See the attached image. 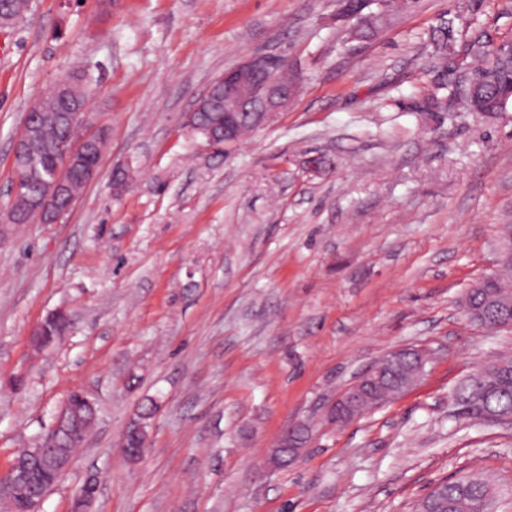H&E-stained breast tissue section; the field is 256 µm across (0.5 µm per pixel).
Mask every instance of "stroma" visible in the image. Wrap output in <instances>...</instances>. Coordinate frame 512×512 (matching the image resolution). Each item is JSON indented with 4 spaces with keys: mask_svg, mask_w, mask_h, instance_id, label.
Segmentation results:
<instances>
[{
    "mask_svg": "<svg viewBox=\"0 0 512 512\" xmlns=\"http://www.w3.org/2000/svg\"><path fill=\"white\" fill-rule=\"evenodd\" d=\"M336 0H31L0 27V213L31 103L81 75L108 134L96 179L56 224L0 238V470L75 390L92 433L41 512H412L434 483L488 476L512 512V425L456 414L454 387L512 356V329L461 300L497 272L512 224V108L418 106L456 60L431 42L512 39V0H417L344 43ZM303 85L270 126L213 147L187 117L250 56ZM129 183L115 188L116 170ZM63 309V339L32 328ZM428 352L421 382L337 426L339 392L386 354ZM153 404L147 452L120 442ZM299 458L268 452L289 423Z\"/></svg>",
    "mask_w": 512,
    "mask_h": 512,
    "instance_id": "1",
    "label": "stroma"
}]
</instances>
